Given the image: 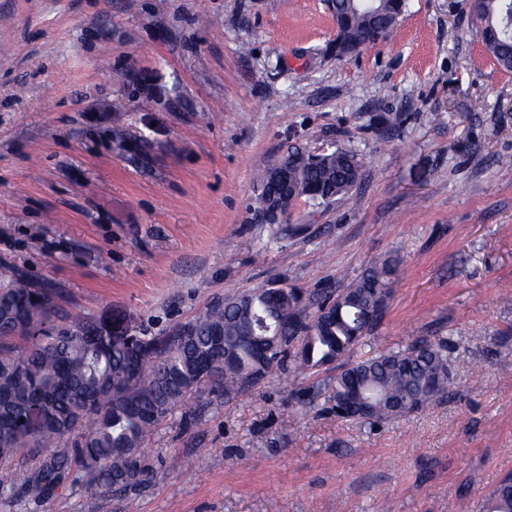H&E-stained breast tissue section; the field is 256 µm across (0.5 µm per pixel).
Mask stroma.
<instances>
[{
  "mask_svg": "<svg viewBox=\"0 0 512 512\" xmlns=\"http://www.w3.org/2000/svg\"><path fill=\"white\" fill-rule=\"evenodd\" d=\"M335 34L326 0H0V278L165 336L228 293L387 262L357 353L450 337L447 401L371 426L331 412L329 369L203 389L152 434L145 486L0 491V512H478L512 473V73L466 0H407L342 60ZM292 145L364 167L277 240L249 204Z\"/></svg>",
  "mask_w": 512,
  "mask_h": 512,
  "instance_id": "35a3bbf8",
  "label": "stroma"
}]
</instances>
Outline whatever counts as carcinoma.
<instances>
[{
    "label": "carcinoma",
    "instance_id": "cac0c4a2",
    "mask_svg": "<svg viewBox=\"0 0 512 512\" xmlns=\"http://www.w3.org/2000/svg\"><path fill=\"white\" fill-rule=\"evenodd\" d=\"M384 6L392 16L402 6L368 0H332L328 8L346 36L360 48L372 20L367 9ZM512 0H482L475 16L482 45L495 65L512 71ZM288 182L275 189L271 169L261 171L250 210L270 211L282 192L312 208L326 207L352 193L362 162L356 151L338 148L313 154L292 146L280 159ZM389 264L371 265L344 288L305 296L280 284L230 294L226 305H209L168 336H142L129 346L94 335L88 321L57 323L56 294L30 288L18 276L0 282V469L27 454L38 459L21 493L49 498L71 477L110 492L137 487L149 479L144 464L147 438L193 392L206 385L230 399L252 392L266 377L291 363L301 371L332 367L336 417L381 423L413 415L448 398L453 383L448 338L418 340L401 349L351 356L369 337L390 294ZM297 314L308 319L299 334L280 328ZM42 418L38 433L24 419L31 407ZM71 441L63 453L41 454L56 441ZM482 512H512V477L485 496Z\"/></svg>",
    "mask_w": 512,
    "mask_h": 512
}]
</instances>
